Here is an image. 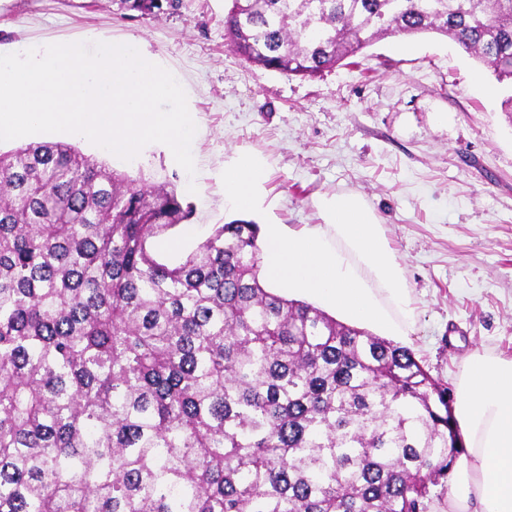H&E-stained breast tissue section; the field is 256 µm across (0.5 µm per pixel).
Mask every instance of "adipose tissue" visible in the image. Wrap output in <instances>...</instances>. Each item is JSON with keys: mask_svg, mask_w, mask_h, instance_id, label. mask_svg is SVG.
<instances>
[{"mask_svg": "<svg viewBox=\"0 0 512 512\" xmlns=\"http://www.w3.org/2000/svg\"><path fill=\"white\" fill-rule=\"evenodd\" d=\"M456 415L468 447L452 471L448 512H512V359L472 355Z\"/></svg>", "mask_w": 512, "mask_h": 512, "instance_id": "1", "label": "adipose tissue"}]
</instances>
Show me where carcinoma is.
<instances>
[{
  "instance_id": "cac0c4a2",
  "label": "carcinoma",
  "mask_w": 512,
  "mask_h": 512,
  "mask_svg": "<svg viewBox=\"0 0 512 512\" xmlns=\"http://www.w3.org/2000/svg\"><path fill=\"white\" fill-rule=\"evenodd\" d=\"M224 27L304 79L438 33L512 82V0H230ZM191 213L66 142L0 153V512H448V387L268 291L251 221L161 262Z\"/></svg>"
}]
</instances>
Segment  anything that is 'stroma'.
I'll list each match as a JSON object with an SVG mask.
<instances>
[{
  "label": "stroma",
  "mask_w": 512,
  "mask_h": 512,
  "mask_svg": "<svg viewBox=\"0 0 512 512\" xmlns=\"http://www.w3.org/2000/svg\"><path fill=\"white\" fill-rule=\"evenodd\" d=\"M227 0H179L129 16L120 0H0V50L94 37L139 38L177 73L195 114V176L163 148L118 161L74 140L88 159L160 185L183 186L194 214L169 230L173 262L218 225L230 156L266 161L265 213L292 230L320 223L325 194H360L404 270L416 318L415 358L457 390L473 354L512 358V90L448 37L375 41L352 66L313 79L239 58L225 37Z\"/></svg>",
  "instance_id": "obj_1"
}]
</instances>
